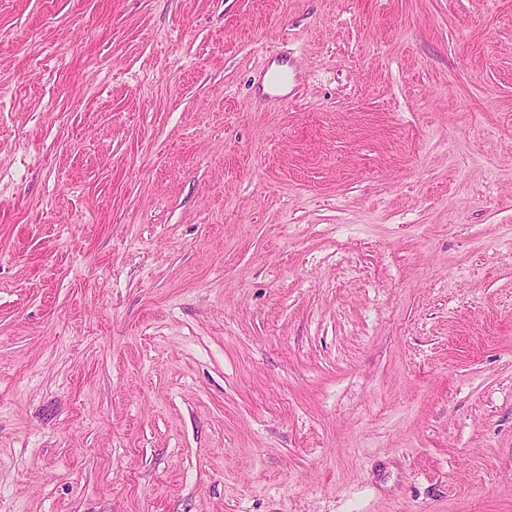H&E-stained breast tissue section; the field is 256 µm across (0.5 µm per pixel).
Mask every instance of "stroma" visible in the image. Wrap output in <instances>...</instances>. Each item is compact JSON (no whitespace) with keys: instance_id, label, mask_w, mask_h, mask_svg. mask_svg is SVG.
<instances>
[{"instance_id":"stroma-1","label":"stroma","mask_w":512,"mask_h":512,"mask_svg":"<svg viewBox=\"0 0 512 512\" xmlns=\"http://www.w3.org/2000/svg\"><path fill=\"white\" fill-rule=\"evenodd\" d=\"M0 512H512V0H0Z\"/></svg>"}]
</instances>
